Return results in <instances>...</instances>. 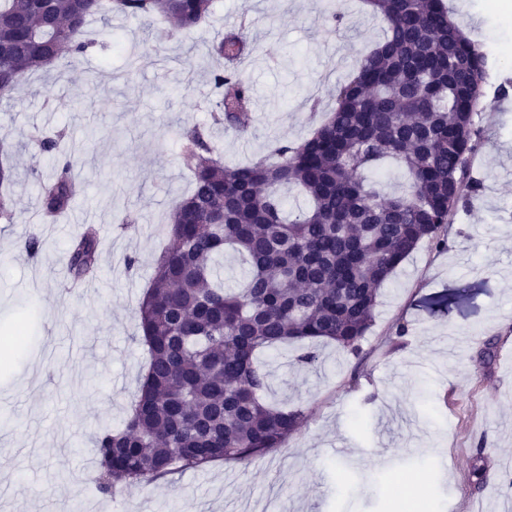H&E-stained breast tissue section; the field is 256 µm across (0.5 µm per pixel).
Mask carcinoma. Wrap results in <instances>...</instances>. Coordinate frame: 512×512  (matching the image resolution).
<instances>
[{
    "label": "carcinoma",
    "instance_id": "1",
    "mask_svg": "<svg viewBox=\"0 0 512 512\" xmlns=\"http://www.w3.org/2000/svg\"><path fill=\"white\" fill-rule=\"evenodd\" d=\"M212 2L0 0V101L63 51L85 54L91 21L117 12L190 34L212 15ZM366 3L387 21L385 37L336 89V107L313 135L275 148L278 161L229 167L198 127L182 131L180 162L193 189L172 207L170 244L137 310L149 354L138 392L123 424L95 435L100 494L281 447L305 412L263 399L270 374L256 354L299 344L298 360L313 365L321 342L358 354L379 288L420 244L446 247L453 213L478 195L480 184L464 175L486 53L450 22L445 0ZM247 46L239 29L212 46L228 63L212 72V118L239 132L252 89L234 64ZM64 143L62 131L36 138L38 155L54 160L38 182L48 221L79 195ZM389 160L409 175L403 194L384 195L367 176ZM292 184L308 198L295 216L279 193ZM100 244L91 225L73 240L71 280L94 275ZM226 249L248 266L238 288L224 287L217 259Z\"/></svg>",
    "mask_w": 512,
    "mask_h": 512
}]
</instances>
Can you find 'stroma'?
Listing matches in <instances>:
<instances>
[{
	"mask_svg": "<svg viewBox=\"0 0 512 512\" xmlns=\"http://www.w3.org/2000/svg\"><path fill=\"white\" fill-rule=\"evenodd\" d=\"M488 57L467 178L448 245H420L380 290L360 355L322 347L317 365L294 350L263 352L267 401L303 407L281 448L251 463L214 462L106 497L94 483L93 434L123 423L147 362L136 309L163 247L174 201L192 186L181 133L199 126L225 165L271 160L309 139L336 87L383 38L364 0H215L209 22L164 37V25L115 13L86 54L22 78L0 103V142L15 169L12 223H0V331L20 327L0 368V512H512V10L501 0H446ZM341 7L340 27L327 21ZM244 20L253 42L239 68L253 87L240 133L211 118L208 51ZM320 111H312L313 101ZM64 130L79 199L41 221L30 138ZM133 227H125V218ZM101 229L98 277L69 292L66 252L85 225ZM39 235L29 258L19 247ZM136 258L126 269V258ZM406 337H399L400 328ZM398 487H390V475Z\"/></svg>",
	"mask_w": 512,
	"mask_h": 512,
	"instance_id": "obj_1",
	"label": "stroma"
}]
</instances>
